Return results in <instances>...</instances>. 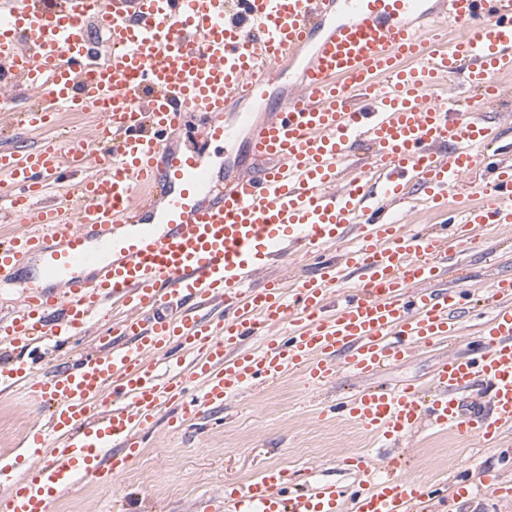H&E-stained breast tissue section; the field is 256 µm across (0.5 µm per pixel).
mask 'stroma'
<instances>
[{
  "label": "stroma",
  "instance_id": "35a3bbf8",
  "mask_svg": "<svg viewBox=\"0 0 512 512\" xmlns=\"http://www.w3.org/2000/svg\"><path fill=\"white\" fill-rule=\"evenodd\" d=\"M484 238L487 255L459 260L464 286L472 294V319L458 340L420 350L364 377L342 371L317 387L293 376L262 383L229 400L223 414L200 416L178 430L159 415L137 461L111 486L85 480L55 499L50 512H100L107 505L112 512H211L226 493L268 468L287 469L296 488L317 478L352 487L345 459H374L383 450L372 435L336 419L329 405L362 388L430 387L443 358L470 350L476 337L473 321L488 309L487 288L512 274V229L491 227ZM1 415L14 427L8 447H0V462L9 463L23 454L24 436L46 411L15 390L0 394ZM400 451L410 477L429 485L452 477L465 489L461 496L433 500L429 512H512V432L489 448L456 434L419 430ZM485 474L496 476L495 485L482 483Z\"/></svg>",
  "mask_w": 512,
  "mask_h": 512
}]
</instances>
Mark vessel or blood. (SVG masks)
Masks as SVG:
<instances>
[{"label":"vessel or blood","instance_id":"vessel-or-blood-1","mask_svg":"<svg viewBox=\"0 0 512 512\" xmlns=\"http://www.w3.org/2000/svg\"><path fill=\"white\" fill-rule=\"evenodd\" d=\"M92 21L106 45L87 39ZM295 63L299 83L275 98ZM462 75L473 96L448 100ZM511 78L512 0H0V85L30 99L0 121L99 116L90 134L0 150V197L23 225L0 245V279L32 268L42 282L0 316L13 353L0 391L49 407L25 439L42 458L0 466V512H49L79 479L111 482L169 405L179 426L260 381L367 375L459 336L468 292L443 285L448 245L512 224V165L488 154ZM465 176L478 202L454 224L386 217L411 194L447 207ZM339 243L338 261L293 284L259 278ZM489 297L480 350L444 359L432 395L362 390L337 418L393 446L425 425L493 444L512 426V278ZM91 329L100 350L38 373ZM404 466L358 461L349 497L324 481L292 496L287 470H266L224 512H414L433 491Z\"/></svg>","mask_w":512,"mask_h":512}]
</instances>
